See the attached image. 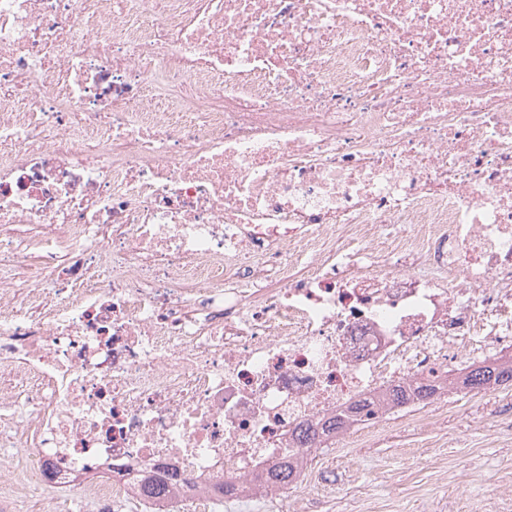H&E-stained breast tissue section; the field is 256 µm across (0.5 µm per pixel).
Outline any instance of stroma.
<instances>
[{
	"mask_svg": "<svg viewBox=\"0 0 512 512\" xmlns=\"http://www.w3.org/2000/svg\"><path fill=\"white\" fill-rule=\"evenodd\" d=\"M312 455L306 512H512V386Z\"/></svg>",
	"mask_w": 512,
	"mask_h": 512,
	"instance_id": "35a3bbf8",
	"label": "stroma"
}]
</instances>
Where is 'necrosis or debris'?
<instances>
[{"label":"necrosis or debris","instance_id":"obj_1","mask_svg":"<svg viewBox=\"0 0 512 512\" xmlns=\"http://www.w3.org/2000/svg\"><path fill=\"white\" fill-rule=\"evenodd\" d=\"M0 232L26 497L298 512L512 349V0H0ZM297 478V472L288 458L280 459L267 472V480L275 486H288Z\"/></svg>","mask_w":512,"mask_h":512}]
</instances>
